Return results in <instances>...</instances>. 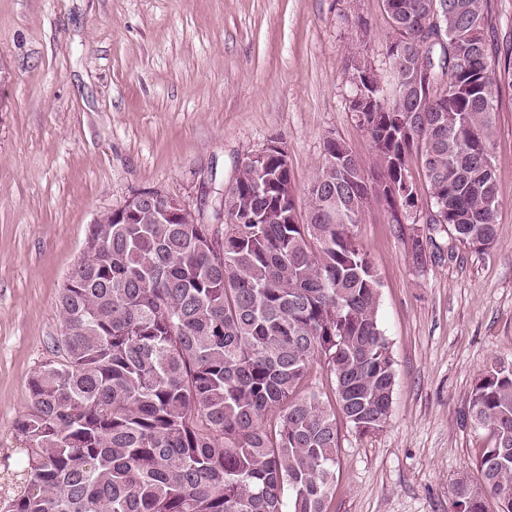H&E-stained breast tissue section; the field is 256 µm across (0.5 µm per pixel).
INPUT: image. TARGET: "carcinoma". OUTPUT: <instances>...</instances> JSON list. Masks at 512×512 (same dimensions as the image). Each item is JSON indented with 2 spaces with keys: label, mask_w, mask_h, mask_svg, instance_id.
I'll list each match as a JSON object with an SVG mask.
<instances>
[{
  "label": "carcinoma",
  "mask_w": 512,
  "mask_h": 512,
  "mask_svg": "<svg viewBox=\"0 0 512 512\" xmlns=\"http://www.w3.org/2000/svg\"><path fill=\"white\" fill-rule=\"evenodd\" d=\"M486 0H382L387 75L364 81L349 47L348 111L375 166L342 139L297 198L282 148L239 171L210 223L171 224L146 204L95 224L58 297L60 335L0 459V512H333L341 415L373 435L390 416L380 282L354 228L425 171L427 224L478 250L497 241L495 102L512 52L487 32ZM429 72L416 79L421 66ZM432 237L413 238L416 266ZM332 394L307 390L316 365ZM469 416L489 433L453 512H512V361L475 379Z\"/></svg>",
  "instance_id": "1"
}]
</instances>
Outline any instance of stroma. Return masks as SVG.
<instances>
[{
    "mask_svg": "<svg viewBox=\"0 0 512 512\" xmlns=\"http://www.w3.org/2000/svg\"><path fill=\"white\" fill-rule=\"evenodd\" d=\"M381 0H0V457L28 380L59 335L58 294L95 217L160 191L210 214L242 160L282 139L304 191L327 138L366 165L348 110L349 44L387 67ZM492 155L502 195L496 245L479 252L429 232L422 202L393 223L373 204L355 230L381 284L395 368L383 431L340 424L334 512H451L486 431L468 417L474 381L512 361V90L496 103ZM441 259L418 267L413 235Z\"/></svg>",
    "mask_w": 512,
    "mask_h": 512,
    "instance_id": "35a3bbf8",
    "label": "stroma"
}]
</instances>
